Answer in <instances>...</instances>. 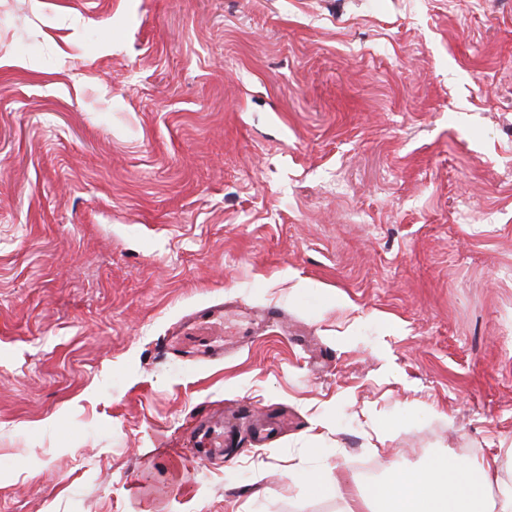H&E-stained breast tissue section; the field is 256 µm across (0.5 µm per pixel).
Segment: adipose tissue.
<instances>
[{"mask_svg":"<svg viewBox=\"0 0 512 512\" xmlns=\"http://www.w3.org/2000/svg\"><path fill=\"white\" fill-rule=\"evenodd\" d=\"M499 470L495 457L463 461L442 453L413 471L390 466L367 487L349 483L348 465H330L310 475L309 487L317 492L335 485L349 498L345 512H512V492L491 493Z\"/></svg>","mask_w":512,"mask_h":512,"instance_id":"adipose-tissue-1","label":"adipose tissue"}]
</instances>
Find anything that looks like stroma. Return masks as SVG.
Masks as SVG:
<instances>
[{"label":"stroma","mask_w":512,"mask_h":512,"mask_svg":"<svg viewBox=\"0 0 512 512\" xmlns=\"http://www.w3.org/2000/svg\"><path fill=\"white\" fill-rule=\"evenodd\" d=\"M204 307L245 345L164 353ZM509 448L512 0H0V512H341L308 471ZM189 442L192 447L209 448L212 455L223 456L230 449L232 438L230 434L224 433L221 424L201 421L193 427Z\"/></svg>","instance_id":"obj_1"}]
</instances>
